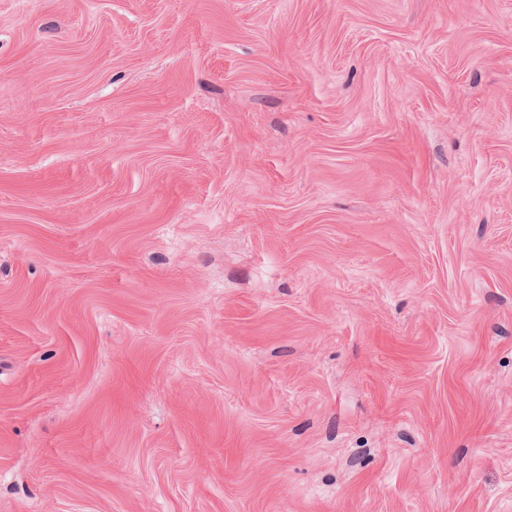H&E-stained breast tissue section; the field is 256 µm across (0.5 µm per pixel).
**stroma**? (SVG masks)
<instances>
[{"label": "stroma", "mask_w": 512, "mask_h": 512, "mask_svg": "<svg viewBox=\"0 0 512 512\" xmlns=\"http://www.w3.org/2000/svg\"><path fill=\"white\" fill-rule=\"evenodd\" d=\"M0 512H512V0H0Z\"/></svg>", "instance_id": "35a3bbf8"}]
</instances>
